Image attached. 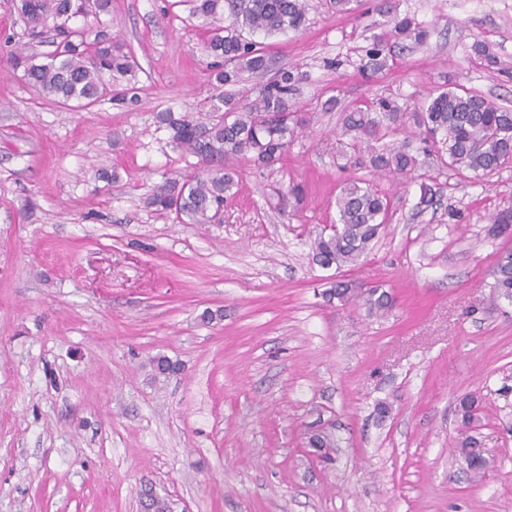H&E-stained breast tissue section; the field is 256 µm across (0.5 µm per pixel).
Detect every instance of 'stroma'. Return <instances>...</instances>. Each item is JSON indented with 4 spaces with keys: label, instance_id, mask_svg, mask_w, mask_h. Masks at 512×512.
I'll return each mask as SVG.
<instances>
[{
    "label": "stroma",
    "instance_id": "stroma-1",
    "mask_svg": "<svg viewBox=\"0 0 512 512\" xmlns=\"http://www.w3.org/2000/svg\"><path fill=\"white\" fill-rule=\"evenodd\" d=\"M375 3L343 15L309 0L302 31L267 37L303 76L307 122L273 170L244 169L220 224L143 204L192 161L155 113L213 93L186 6L112 0L102 16L140 65L133 105L56 104L0 56V512H141L145 487L174 512H512V305L490 303L512 242L487 234L512 169L476 182L427 160L440 201L417 208L421 177L382 181L391 218L358 265L322 269L308 245L358 173L339 168V113L323 103L412 107L460 84L512 106V0H388L428 37L372 72L361 60L388 29ZM289 183L306 193L294 210L273 192ZM338 280L396 304L378 319L326 300ZM218 307L222 321L201 322ZM159 355L181 372L154 377ZM466 392L488 406L479 481L450 453ZM317 430L333 465L309 452Z\"/></svg>",
    "mask_w": 512,
    "mask_h": 512
}]
</instances>
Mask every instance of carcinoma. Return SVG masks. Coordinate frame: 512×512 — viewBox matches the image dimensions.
<instances>
[{"label":"carcinoma","mask_w":512,"mask_h":512,"mask_svg":"<svg viewBox=\"0 0 512 512\" xmlns=\"http://www.w3.org/2000/svg\"><path fill=\"white\" fill-rule=\"evenodd\" d=\"M28 35L40 39L49 34L54 49L38 56L26 52V44L13 43L10 63L23 70L26 83L62 105L89 107L102 98L135 104L133 82L138 64L107 31L88 25L73 26L79 17L97 19L110 12L112 0H12ZM190 15L208 34L206 49L210 76L220 92L209 107L197 112L165 110L156 123L169 134L174 147L197 158V168L155 184L144 200L159 214L185 217L191 224H220L224 202L234 195L238 168L247 163L257 170H271L288 151L305 123L299 112L298 77L293 69H281L274 79L252 90H241L245 73H263L272 57L253 36L298 32L306 26L308 0H186ZM387 33L372 37L365 57L380 64L391 37H414L422 42L427 31L408 15L390 20ZM419 143L416 150L388 143L400 134ZM336 136L351 137L339 156L353 165H368L381 176L412 178L421 168L420 156H434L441 167L477 175H494L512 167V109L470 89L457 86L430 95L421 109L407 111L391 96L373 98L363 107L343 109ZM304 189L290 184L281 191V205H300ZM338 218L330 232L311 240L312 261L322 269L356 265L383 234L389 222L390 198L378 184L351 177L336 197ZM489 236L512 234V197L489 217ZM493 298L512 303V251L502 254L494 270ZM328 296L348 304L360 302L369 315L384 317L392 310L393 296L373 286L362 290L349 281H337ZM457 414L465 430L456 442L458 457L477 476L487 461L474 448L480 441L469 430L485 412L482 397L466 393L457 398ZM314 456L329 460L336 443L325 432L309 437ZM145 512H173L172 503L153 490L141 493Z\"/></svg>","instance_id":"carcinoma-1"}]
</instances>
